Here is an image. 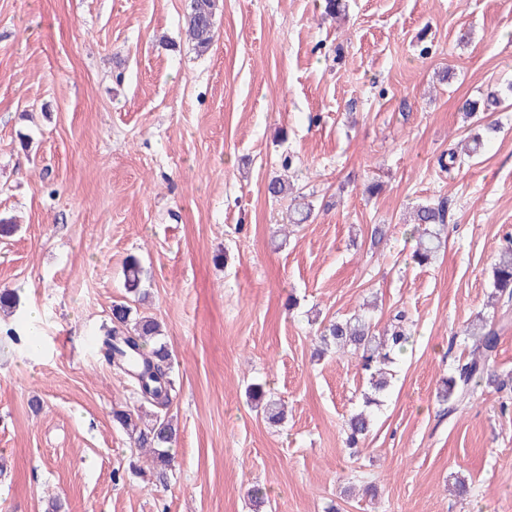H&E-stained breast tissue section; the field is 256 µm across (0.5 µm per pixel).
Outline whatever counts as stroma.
I'll use <instances>...</instances> for the list:
<instances>
[{
  "instance_id": "1",
  "label": "stroma",
  "mask_w": 512,
  "mask_h": 512,
  "mask_svg": "<svg viewBox=\"0 0 512 512\" xmlns=\"http://www.w3.org/2000/svg\"><path fill=\"white\" fill-rule=\"evenodd\" d=\"M186 6L0 0V215L18 222L0 288L20 295L0 315L18 334L0 339V512H512V387L453 416L437 397L480 316L506 314L492 365L512 375V302H489L512 232V0H348L339 22L318 0H224L203 55ZM491 94L499 132L440 169L470 134L460 101ZM288 154L320 208L298 226L266 192ZM441 198L422 267L409 215ZM131 254L180 382L164 487L129 467L112 409L134 396L100 354ZM397 310L413 346L354 453L369 385L354 358H313L316 334ZM251 383L284 402L280 425ZM372 422V414L368 413L365 409L351 414L347 419L348 446L354 453L359 451L360 440L365 438L370 432Z\"/></svg>"
}]
</instances>
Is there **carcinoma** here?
Listing matches in <instances>:
<instances>
[{
    "label": "carcinoma",
    "mask_w": 512,
    "mask_h": 512,
    "mask_svg": "<svg viewBox=\"0 0 512 512\" xmlns=\"http://www.w3.org/2000/svg\"><path fill=\"white\" fill-rule=\"evenodd\" d=\"M224 0H189L185 15V32L194 49L203 54L210 50L216 37V20L222 14ZM295 204L289 221L306 223L314 211L313 202L306 196L294 198ZM447 222V201L440 199L417 207L415 231L418 241L413 260L424 265L436 258L441 244V234ZM145 272L140 261L131 256L125 263V284L128 291L136 293L142 286ZM494 297L512 300V240L499 251L493 264ZM472 341V350L464 363H457L450 371L438 392L439 401L447 405V413L470 403L482 385H494L502 390L504 381L490 369L500 336L498 330L487 327L479 320L463 331ZM323 351L336 350L340 355L355 356L361 371L368 376L371 393L365 395V408L353 413L346 422L348 446L359 451L360 440L371 430L373 418L367 407L380 404L379 396L390 387L387 367L396 357L406 352L412 336L407 330L406 316L399 312L393 316L390 329L378 336L372 323L362 318L334 319L328 321L316 336ZM102 351L110 366L123 373L137 395V404L112 410L113 419L126 431L133 447L148 450L152 455L153 476L163 485L171 470L173 457L170 445L177 430L172 418L163 414L177 395L173 376L172 355L162 341L158 321L140 317L132 306L122 301L112 305L110 324L103 326ZM249 397L264 406L268 418L280 422L284 418L280 403L267 396L263 385L248 388ZM157 410L154 420L143 424L142 404Z\"/></svg>",
    "instance_id": "obj_1"
}]
</instances>
